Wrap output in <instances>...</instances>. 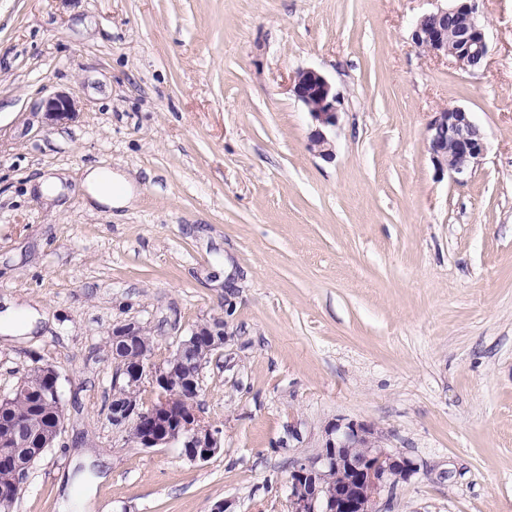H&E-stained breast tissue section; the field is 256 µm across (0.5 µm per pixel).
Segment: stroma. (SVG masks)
<instances>
[{"mask_svg": "<svg viewBox=\"0 0 512 512\" xmlns=\"http://www.w3.org/2000/svg\"><path fill=\"white\" fill-rule=\"evenodd\" d=\"M436 7L0 0V306L43 315L0 333V396L49 364L65 407L14 512H78L86 484L96 512H287L291 461L337 420L418 465L382 512H512V0H482L471 72L413 44ZM308 68L339 97L330 162L288 89ZM453 106L487 144L457 180L426 147ZM90 164L134 179L130 207L88 204ZM215 318L197 401L220 451L128 444L113 327L141 322L160 363ZM46 115L55 120L69 117L75 111L73 100L67 96L55 95L44 101Z\"/></svg>", "mask_w": 512, "mask_h": 512, "instance_id": "1", "label": "stroma"}]
</instances>
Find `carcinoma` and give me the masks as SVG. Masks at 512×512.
I'll list each match as a JSON object with an SVG mask.
<instances>
[{
    "mask_svg": "<svg viewBox=\"0 0 512 512\" xmlns=\"http://www.w3.org/2000/svg\"><path fill=\"white\" fill-rule=\"evenodd\" d=\"M22 390H13L0 399V442H9L11 425L14 422L29 421L42 425L48 419L65 417L61 403L49 395V381L38 366L30 368L21 378ZM40 457L37 448H19L15 458L20 462L0 463V486H8L19 481L27 474L30 466Z\"/></svg>",
    "mask_w": 512,
    "mask_h": 512,
    "instance_id": "obj_1",
    "label": "carcinoma"
}]
</instances>
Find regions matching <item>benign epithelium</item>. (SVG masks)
Segmentation results:
<instances>
[{
	"label": "benign epithelium",
	"instance_id": "benign-epithelium-1",
	"mask_svg": "<svg viewBox=\"0 0 512 512\" xmlns=\"http://www.w3.org/2000/svg\"><path fill=\"white\" fill-rule=\"evenodd\" d=\"M479 2L452 0L451 5L422 15L412 30L413 43L434 58L451 59L463 71L473 69L488 54L485 31L478 19ZM290 84L295 98L315 123L309 150L324 161H331L334 145L329 133L338 121V97L331 82L314 69H301L291 76ZM44 107L46 115L55 120L75 111L73 100L63 95L46 99ZM427 147L437 170L459 177L473 171L487 150L480 127L461 107L436 113L427 126ZM141 336L143 326L137 321L112 330V342L121 343V348L135 356L117 359L123 396L109 408L108 420L122 432L140 428L143 448L176 446L193 462L211 459L221 448V430L195 409L187 415L181 413L185 389L167 385V379L168 371L186 366L198 337H205L212 349L223 347L228 338L224 323L196 326L183 347L161 364L152 362V349ZM146 386L155 393L147 411L140 399ZM348 448H361L363 453L351 455L346 452ZM416 471L417 465L411 459L382 446L372 427L338 420L325 428L316 454L291 462L288 512H381L382 493L408 480ZM331 473L336 474V484L326 488L322 479Z\"/></svg>",
	"mask_w": 512,
	"mask_h": 512
}]
</instances>
